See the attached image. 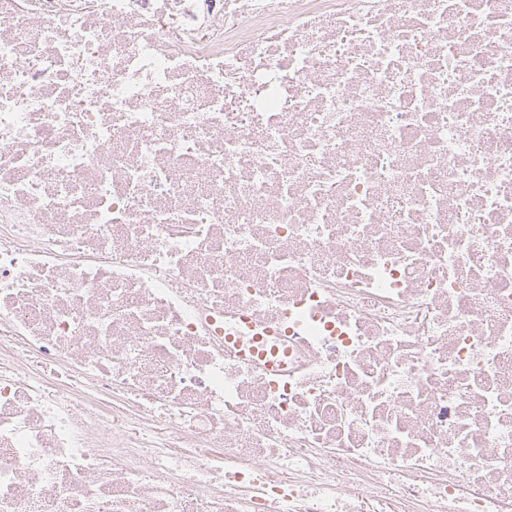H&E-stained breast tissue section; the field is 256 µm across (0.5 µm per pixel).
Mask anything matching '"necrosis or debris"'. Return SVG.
Returning a JSON list of instances; mask_svg holds the SVG:
<instances>
[{
	"instance_id": "4bbe7bcc",
	"label": "necrosis or debris",
	"mask_w": 512,
	"mask_h": 512,
	"mask_svg": "<svg viewBox=\"0 0 512 512\" xmlns=\"http://www.w3.org/2000/svg\"><path fill=\"white\" fill-rule=\"evenodd\" d=\"M0 512H512V0H0Z\"/></svg>"
}]
</instances>
